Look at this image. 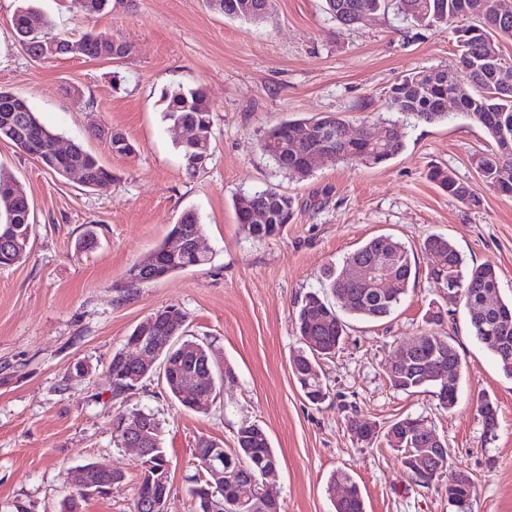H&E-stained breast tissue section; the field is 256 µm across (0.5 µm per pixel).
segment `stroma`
I'll return each instance as SVG.
<instances>
[{
    "mask_svg": "<svg viewBox=\"0 0 512 512\" xmlns=\"http://www.w3.org/2000/svg\"><path fill=\"white\" fill-rule=\"evenodd\" d=\"M36 4L54 33L77 39L93 28L132 51L118 63L31 58L15 37L18 0H0V88L24 98L62 143H81L115 177L92 191L0 140V168L25 189L33 224L27 258L0 268V512L18 503L29 512H59L66 472L98 461L125 479L84 502L82 512H133L142 464L117 447L113 429L116 416L132 409L162 423L168 512H195L188 488L198 437L229 448L246 423L267 431L279 457L281 512H332L326 484L339 469L358 483L367 512H452L447 478L412 485L384 441L362 444L347 428L352 416L384 427L406 415L435 426L453 465L470 473L472 512H512V380L470 335L462 304L428 279L421 250L428 234L448 237L466 264L494 265L500 297L512 298V196L487 187L472 163L489 144L479 124L453 107L447 119L419 121L387 96L403 74L455 68L451 30L420 27L391 11L343 29L325 0H273L263 23L226 18L205 0H112L92 23L75 0ZM178 86L203 87L214 107L211 156L193 173L179 131L164 118L162 93ZM324 113L353 128L396 122L404 149L383 166L319 162L306 178L280 172L260 148L266 131ZM96 125L125 134L135 154H112L91 135ZM434 166L471 185L476 203L439 189L427 176ZM268 188L291 197L294 215L280 235L257 241L242 231L234 203ZM189 209L204 226L211 262L120 292L126 270ZM89 226L97 245L78 250ZM382 233L413 251L420 272L388 320L351 321L323 366L330 396L311 404L290 370L299 346L295 309L319 289L326 265ZM170 303L187 311L190 334L210 343L214 364L236 370L205 415L183 409L155 378L112 396V356L137 324ZM431 329L449 336L463 360L449 411L434 394L402 393L386 378L399 345ZM78 361L88 367L81 379L71 375ZM482 393L498 404L491 434L476 410Z\"/></svg>",
    "mask_w": 512,
    "mask_h": 512,
    "instance_id": "stroma-1",
    "label": "stroma"
}]
</instances>
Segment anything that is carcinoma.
Masks as SVG:
<instances>
[{"label":"carcinoma","instance_id":"carcinoma-1","mask_svg":"<svg viewBox=\"0 0 512 512\" xmlns=\"http://www.w3.org/2000/svg\"><path fill=\"white\" fill-rule=\"evenodd\" d=\"M13 16V27L18 38L31 36L33 42L23 48L33 57H52L44 53L41 43L58 40L64 44L70 38L49 35L50 21L34 5V0H19ZM209 8L232 19L253 23L265 21L271 0H206ZM329 12L343 27L358 24L356 16L362 12L372 14L392 9L404 20L424 26L455 24L457 44L468 50V58L461 61V79L454 86L448 85V70L430 69L408 73L397 80L389 90V97L396 109L419 121L436 122L448 116V98L456 101V108L480 124L491 141V148L477 154L474 162L482 181L502 195H512V87L504 91L502 69L505 59L500 53L499 40H512V15L498 16L493 0H326ZM113 38L92 29L78 39L83 45V55L96 58L101 47ZM164 118L174 124L187 126L193 137L180 142L186 168L197 170L211 155L212 105L206 91L201 88L169 90L164 95ZM347 124L335 115H321L303 120L281 122L270 128L262 141L261 149L271 157L285 174L307 177L312 168L308 156L318 149L324 138L333 136L337 149L329 155V163L377 166L393 159L403 150L398 133L385 147L375 149L366 142L347 145L342 141ZM94 135L104 139L112 153L129 156L136 152L134 144L122 133L110 128H96ZM30 137L37 138L41 154L50 162L49 170L60 176L73 170L84 173L81 185L94 189L102 183L112 182V172L82 145L76 144L69 154H56L58 134L43 124L28 102L0 88V140L22 147ZM429 179L449 196L460 201H474L475 191L457 178L447 168L435 167ZM29 199L26 191L8 173L0 170V267L7 268L27 258L29 244L18 246L15 239L28 235L30 223ZM235 211L242 230L254 240H264L280 234L284 224L293 215L288 196L275 189H265L241 199ZM203 224L193 210L185 211L177 224L151 253L149 264L135 263L125 273L124 288L130 291L160 279L175 275L189 268L211 261L206 252H196L194 241L203 238ZM425 255H434L440 266L427 269V276L442 289L455 285L461 292L469 315L470 335L490 347L500 372L512 379V300H497L486 304L487 296L499 291V277L489 263L465 266L455 244L448 238L431 234L423 241ZM389 257V272L395 279V288L384 293L376 288H365L350 276L356 265H368ZM416 260L399 239L380 234L366 240L336 267L323 272L320 290L308 292L296 312V333L302 343L290 360L293 378L300 385L309 402L318 404L329 394L321 362L336 355V350L347 336L345 317L366 321H380L389 317L401 303L409 284L416 279ZM158 317L147 328L136 326L132 335L174 336L176 344L168 353L169 369L166 379L171 396L183 407L191 410L192 403L180 397L177 385L190 377L198 378L201 389L217 394L225 382H234L232 366L217 368L209 354V346L196 338L187 337L188 313L177 304H168L155 310ZM420 345L413 356L415 366L408 371L388 372L390 386L404 393H415L421 388L433 389L445 409L455 407L462 377V358L456 346L435 331L419 337ZM211 369L215 383L204 378ZM153 376V372L139 366H127L114 354L109 365L111 382L119 381L133 389ZM477 412L487 432L497 425V405L488 396L477 399ZM148 426L147 447L161 467L168 461L162 446L159 421L151 412H140ZM349 429L360 442L371 443L379 429L370 420H349ZM431 425L419 417L405 416L395 419L387 428V444L399 453L403 472L420 487H428L434 480L448 472L450 461L441 469L434 468L421 457L409 455V449L425 448ZM196 450L214 452L224 458V510L223 512H269V501L261 496L263 486L279 479L280 465L264 429L256 424L240 427L232 448H212L205 438L198 440ZM209 475L198 471L193 475L189 494L196 502V512H206L198 490L208 486ZM343 485L345 495L333 498L334 512H367L364 498L346 470L335 471L327 491ZM172 485L139 477L134 498L168 499ZM476 486L468 472L458 469L448 480V503L454 512H471Z\"/></svg>","mask_w":512,"mask_h":512}]
</instances>
